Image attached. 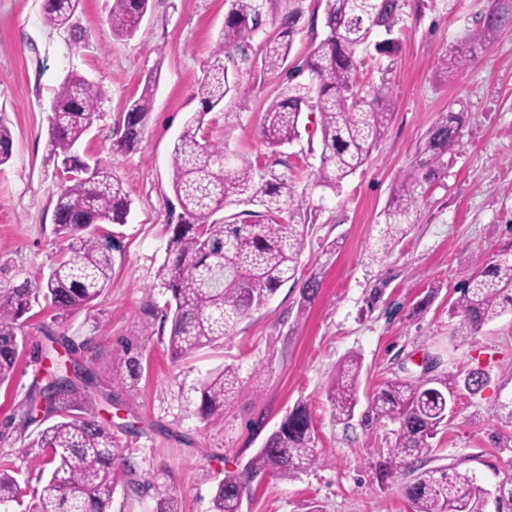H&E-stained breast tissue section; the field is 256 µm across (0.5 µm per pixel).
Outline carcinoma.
<instances>
[{
    "label": "carcinoma",
    "mask_w": 512,
    "mask_h": 512,
    "mask_svg": "<svg viewBox=\"0 0 512 512\" xmlns=\"http://www.w3.org/2000/svg\"><path fill=\"white\" fill-rule=\"evenodd\" d=\"M149 0H112L108 24L117 38L134 36L147 12ZM224 25L214 43L213 62L198 85L200 109L191 116L174 145L172 189L181 208L168 243L165 288L175 303L168 336V350L177 361L221 341L253 311L265 306L290 280H298L306 245L307 225L294 224L298 200L288 175L275 174L246 157L230 161L224 147L205 136L206 116L224 104L234 87V74L224 60L249 63L247 46L264 25L273 0H227ZM325 37L306 58L298 72L309 78L288 83L268 103L260 134L268 146L279 148L298 139V124L306 106L318 115L322 144L314 187L333 193L365 164L389 120L386 93L374 91L371 100L356 87V51L375 27L388 37L375 44L386 57L396 55L399 41L389 37L400 11L399 0H320ZM80 0H46L43 20L56 30H74ZM297 14L282 21L277 37L264 42L261 70H281L291 49ZM512 36V10L493 0L490 14L480 26L441 60L444 70H459L474 60L479 49L501 37ZM153 81L148 79L139 96L129 100L121 130L112 131V150L127 152L145 133L153 108ZM106 92L77 74L69 75L51 106L48 126L50 159L66 174L54 212L56 233L71 242L68 254L54 264L47 277L13 288H0V385L13 378L21 343L22 317L32 305L45 300L62 317L89 307L112 278L111 241L105 224H123L131 202L112 171L89 168L75 152L101 112ZM464 115L453 109L441 113L420 142L412 171L394 186L383 210V221L367 257L383 260L399 241L405 227L421 220L432 185L445 174V159L460 145ZM12 155V133L0 115V165ZM91 171L89 179L83 173ZM246 204L252 210L230 214L221 221L213 216L227 205ZM325 271H311L301 288L302 303H312ZM449 307L456 320L452 338L463 342L484 325L512 312V253L502 252L480 263L457 288ZM145 344L127 340L117 365L119 379L136 385L144 372ZM361 358L347 357L329 388L334 416L346 422L358 404ZM93 383L87 371L69 377L51 372L38 396L30 399L24 426L33 421L32 410L59 421L47 427L37 445L52 465L48 481L33 493L27 512H112L116 488L114 464L122 448L103 425L76 413L84 391ZM457 383L446 374L396 378L374 397L375 414L396 425L386 448L368 449L373 477L384 484L397 471L422 461L432 450V440L448 419L449 397ZM238 369L226 365L200 383L195 414L207 423L224 415L225 401L240 392ZM321 464L312 432L309 407L295 405L242 473H229L219 481L213 512H240L248 483L260 474L282 479L308 472ZM404 487L414 512H482L483 489L469 471L455 466L413 470ZM18 481L0 473V507L24 504Z\"/></svg>",
    "instance_id": "obj_1"
}]
</instances>
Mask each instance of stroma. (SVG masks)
<instances>
[{
  "instance_id": "1",
  "label": "stroma",
  "mask_w": 512,
  "mask_h": 512,
  "mask_svg": "<svg viewBox=\"0 0 512 512\" xmlns=\"http://www.w3.org/2000/svg\"><path fill=\"white\" fill-rule=\"evenodd\" d=\"M392 33L395 58L379 55L384 29H372L359 52L362 96L387 93L391 119L366 163L338 194L312 188L321 140L309 113L300 137L270 148L260 136L268 102L325 36L319 0H281L252 42L261 59L288 7L300 16L288 61L275 74L255 66L207 117L206 134L229 157L245 156L288 174L301 206L294 221L308 227L303 272L325 266L319 295L299 304L301 285H282L270 302L243 319L224 341L180 361L167 353L168 325L160 317L171 298L163 282L170 225L181 208L172 190L173 149L200 108L194 93L211 62L224 23L226 0H150L135 35L113 37L109 0H81L80 40L43 22L44 0H0V112L12 131V157L0 166V288L47 276L67 252L54 233V207L63 175L47 150L50 105L63 78L77 72L100 83L106 98L98 120L77 148L91 165L112 170L131 201L126 223L112 235V279L91 307L56 317L45 303L24 316L23 348L12 381L0 386V469L27 489L49 476L36 445L49 424L20 421L32 393L58 358L55 338L74 345L75 359L94 375L87 407L123 447L112 512H156L160 492L179 512H211L225 474L248 461L297 402L312 415L319 467L282 480L255 477L241 512H412L403 489L411 471L379 488L368 468L372 443L392 440L393 425L371 411L374 394L389 380L418 376L424 359L440 362L457 387L448 422L435 437L424 467L459 464L488 492L484 512H512L499 488L512 481V313L484 326L468 342L451 338L448 306L456 285L480 261L512 248V37L479 51L448 75L441 57L479 25L488 0H401ZM157 78L146 133L136 150H111L115 122L147 75ZM463 113L462 146L449 155L446 174L430 190L418 224L409 227L389 259L371 262L366 247L381 222L394 185L406 175L419 143L441 112ZM439 293L420 315L413 309L430 288ZM146 341L144 373L134 392L112 375L126 339ZM362 359L359 404L348 423L336 422L328 389L339 363ZM237 367L242 391L224 405V420L195 415L196 389L209 373ZM485 381L472 392L468 374Z\"/></svg>"
}]
</instances>
